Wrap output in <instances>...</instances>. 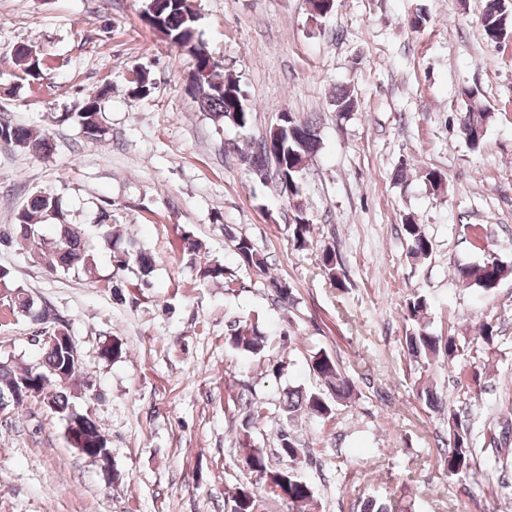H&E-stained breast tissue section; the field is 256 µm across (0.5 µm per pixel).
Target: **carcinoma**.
<instances>
[{
  "label": "carcinoma",
  "mask_w": 512,
  "mask_h": 512,
  "mask_svg": "<svg viewBox=\"0 0 512 512\" xmlns=\"http://www.w3.org/2000/svg\"><path fill=\"white\" fill-rule=\"evenodd\" d=\"M145 15L150 18L149 26L160 32L163 39L188 52L192 59L189 73L193 84L191 92L200 111L221 127L227 124L239 129L247 128L251 122V112L242 107L245 94L239 81L218 74V64L211 52L196 39L198 17L191 0H155L152 9L145 10ZM480 22L488 41L497 44L512 38V5L507 0H484ZM14 56L23 65V72L27 76L39 79L43 58L34 46L19 45L14 49ZM132 76L131 93L136 96L150 94L153 89L150 73L145 69H137ZM109 93L110 89L106 87L100 89L86 99L80 111L71 112L62 120L76 123L87 139H105L109 129L102 123L100 115L102 103ZM333 102L341 118L355 111L358 106L354 94L345 89L336 90ZM493 117L494 113L485 108L479 90L469 89L466 111L459 118V130L470 149L481 147ZM279 126L281 131L277 146L268 149L266 139L262 137L250 143L242 157L248 163L255 180H260V174L264 173L266 179L272 178L277 184L282 180L288 182L287 199L292 207L288 232L294 246L304 248L311 242L314 222L299 201L300 181L308 162L321 149L319 126L314 119L302 118L294 112L288 113L286 119H279ZM0 140L43 158L53 151L49 138L39 129L2 120ZM44 225L55 228L53 237H43L40 229ZM96 227L98 238L112 252L114 267L122 272H132L139 285L150 287L155 266L153 254L134 237L116 230L112 226V215L106 209L101 210ZM87 234L86 225L66 220L61 198L57 194L38 192L16 213L11 224V234L4 233L0 237L9 243L15 239L25 242L32 258L51 274L82 273L93 276L97 263L95 253L86 245ZM225 235L242 262L255 275L265 279L271 300L284 307L294 304L292 286L285 279L269 275L266 259L257 251L252 240L229 228L225 229ZM402 235L407 241L408 257L421 261L431 255L432 241L417 218L408 215L403 219ZM201 248L202 243L193 234H181L182 255L196 276L204 280L224 281L225 270L222 264L214 262L197 266ZM321 263L324 273L337 286H342L335 247L326 246L321 250ZM509 274H512V268L492 255L480 264L459 265L455 268L459 280L485 290L495 288ZM0 289L3 290V304L12 312L21 314L33 324L52 331L61 328L63 333H68L67 326L55 311L16 284L7 269L0 268ZM427 309V299L418 293L411 295L405 303L404 319L412 323V328L405 336L410 360L426 368L441 359L452 365L467 385L481 386L484 375L481 362L465 358V346L457 337L451 334L437 336L427 331L423 325ZM496 337V324L485 322L480 326L474 341L476 347L487 349L494 344ZM226 341L233 350L244 355L257 356L269 348L268 337L259 325L239 320L231 321ZM310 360L313 371L326 385L327 393L301 387L289 388L278 409L290 426L304 414L329 419L334 406L357 398L354 382L341 371L339 364L326 350H317ZM81 367L82 358L75 357L72 351L62 347H43L41 360L33 370L1 362L0 402L8 408L24 404V401L14 399L11 393L12 386L21 379L27 381L32 390L48 388L47 407L64 421L69 416L81 417L77 436L86 448L84 457L103 465L105 460L102 459V451L108 448L107 438L101 433L96 421L89 414L79 412L70 401L68 388L76 385V374ZM416 396L430 409L441 408L442 401L428 383L418 386ZM232 402L245 413L238 438L246 472L263 480L267 495L286 504L289 512H312L317 506L313 487L301 475V467L307 459L304 444L291 431L282 429L277 435V446L273 452L268 453L253 446L250 430L265 418L264 411L260 407H252L243 392L238 393ZM511 439L512 427L507 424L501 427L499 435L489 437L494 464L508 460V455L501 452V449ZM437 463L450 478L465 476L472 470L475 464L474 431L468 416L448 410V439L438 453ZM228 501L231 503L230 512H262L264 497L257 495L249 485L241 484L229 492Z\"/></svg>",
  "instance_id": "obj_1"
}]
</instances>
